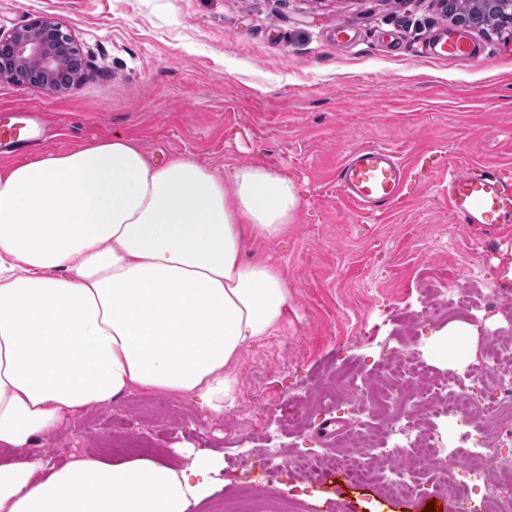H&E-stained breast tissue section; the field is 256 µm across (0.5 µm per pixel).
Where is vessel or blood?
I'll return each instance as SVG.
<instances>
[{"mask_svg": "<svg viewBox=\"0 0 512 512\" xmlns=\"http://www.w3.org/2000/svg\"><path fill=\"white\" fill-rule=\"evenodd\" d=\"M433 55L468 59L479 47L466 35L440 33L431 44ZM23 115L0 113V145L25 146ZM336 181L341 195L366 212L385 210L407 192L411 176L406 164L391 150L363 146L339 165ZM448 201L452 213L465 224L496 228L512 224V176L481 164L448 174Z\"/></svg>", "mask_w": 512, "mask_h": 512, "instance_id": "obj_1", "label": "vessel or blood"}]
</instances>
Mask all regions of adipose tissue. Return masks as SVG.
<instances>
[{"label":"adipose tissue","instance_id":"ef3b65f1","mask_svg":"<svg viewBox=\"0 0 512 512\" xmlns=\"http://www.w3.org/2000/svg\"><path fill=\"white\" fill-rule=\"evenodd\" d=\"M300 206L280 172L160 162L119 133L0 167V512H192L221 485L205 449L55 468L31 447L136 389L223 413L230 368L288 310L243 242L286 236Z\"/></svg>","mask_w":512,"mask_h":512}]
</instances>
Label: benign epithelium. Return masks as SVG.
<instances>
[{"label":"benign epithelium","instance_id":"7a95c632","mask_svg":"<svg viewBox=\"0 0 512 512\" xmlns=\"http://www.w3.org/2000/svg\"><path fill=\"white\" fill-rule=\"evenodd\" d=\"M76 50L72 36L52 17L37 18L10 30L0 28V81L30 84L48 93L76 88L81 77L60 82Z\"/></svg>","mask_w":512,"mask_h":512}]
</instances>
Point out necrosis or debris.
<instances>
[{
    "label": "necrosis or debris",
    "instance_id": "4bbe7bcc",
    "mask_svg": "<svg viewBox=\"0 0 512 512\" xmlns=\"http://www.w3.org/2000/svg\"><path fill=\"white\" fill-rule=\"evenodd\" d=\"M432 295L429 312L436 318L475 319L484 309L512 306V288L501 285L484 284L476 292L461 288L448 297L436 288ZM507 332L512 334V316L489 333L483 360L474 370L476 377L486 380L480 392L456 378H433L408 345L399 352L386 351L376 381L369 383L357 373H346L347 384L357 397V414L372 408L385 411L394 395L406 389L414 391L417 401L400 418L387 419L376 439L354 430L342 439L347 449L344 456L297 454L291 459L293 468L313 480L340 471L354 482L376 485L384 496L408 499L418 494L415 474L425 471L442 486L449 504L459 506L461 512H470L469 501L477 487L484 491L482 512H512V500L499 495L501 485H512V455L507 452L512 446V345L501 341ZM439 403L448 408L449 425L461 423L474 429L468 447L444 449L430 431L426 414ZM377 447L383 451L378 466L365 467L363 457ZM297 510L295 498L268 486L259 496L242 497L224 506V512Z\"/></svg>",
    "mask_w": 512,
    "mask_h": 512
}]
</instances>
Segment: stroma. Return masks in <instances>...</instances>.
Segmentation results:
<instances>
[{
    "instance_id": "1",
    "label": "stroma",
    "mask_w": 512,
    "mask_h": 512,
    "mask_svg": "<svg viewBox=\"0 0 512 512\" xmlns=\"http://www.w3.org/2000/svg\"><path fill=\"white\" fill-rule=\"evenodd\" d=\"M55 17L83 58V80L51 95L0 81V110L26 112L38 144L0 165L64 153L121 133L151 158L192 155L216 172L258 165L290 177L301 208L287 237L246 239V260L277 265L288 313L232 366L235 404L219 415L195 396L135 391L73 418L43 457L109 458L112 433L144 438L155 457L206 449L224 459V485L193 512H217L265 483L269 449L336 454V425L377 432L355 416L343 371L372 378L379 353L415 337L435 376L467 375L484 349V321L428 319L429 282L449 289L512 285V229L471 227L448 207V169L512 171V30L473 31L483 56L439 60L421 48L444 27L439 0H0V28ZM354 34L337 40V25ZM363 145L397 151L413 190L381 215L344 200L343 158ZM278 480L302 507L325 512H426L373 488Z\"/></svg>"
}]
</instances>
